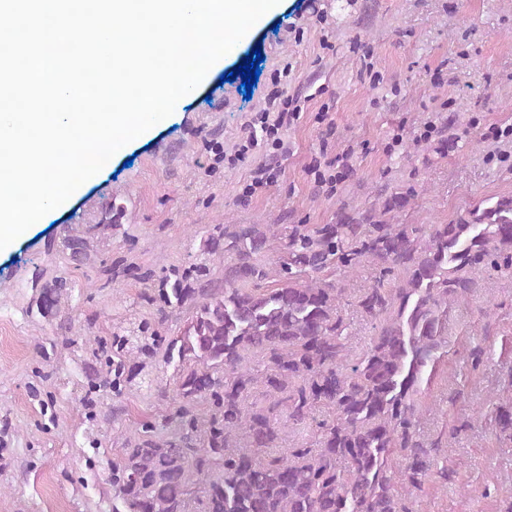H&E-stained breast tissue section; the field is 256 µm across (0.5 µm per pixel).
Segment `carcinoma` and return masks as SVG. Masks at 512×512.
Wrapping results in <instances>:
<instances>
[{"label": "carcinoma", "mask_w": 512, "mask_h": 512, "mask_svg": "<svg viewBox=\"0 0 512 512\" xmlns=\"http://www.w3.org/2000/svg\"><path fill=\"white\" fill-rule=\"evenodd\" d=\"M412 190L379 194L334 224H218L194 262L160 278L153 300L187 318L174 336L147 321L114 333L112 396L132 377L126 356L165 349L178 361V405L164 436L141 422L112 465V512H418L448 485V440L474 412L433 436L424 398L448 357V314L512 277V196L474 203L446 224H396ZM69 258H88L67 236ZM224 255V270L212 262ZM369 267L355 300L373 333L358 355L340 309L347 278ZM66 278L44 285L58 314ZM494 434L512 442V390L497 394Z\"/></svg>", "instance_id": "1"}]
</instances>
